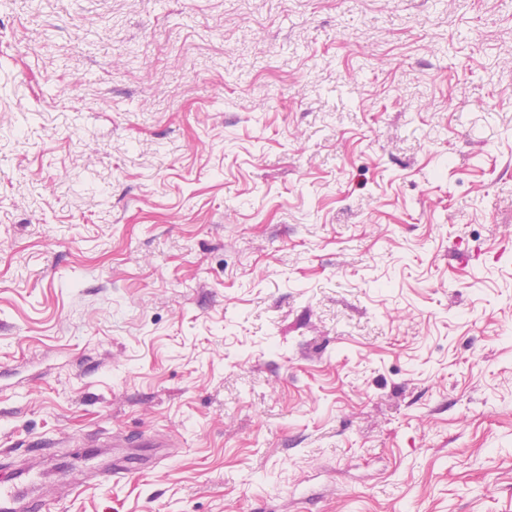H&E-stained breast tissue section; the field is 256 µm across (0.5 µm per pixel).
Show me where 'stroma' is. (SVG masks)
<instances>
[{
  "mask_svg": "<svg viewBox=\"0 0 512 512\" xmlns=\"http://www.w3.org/2000/svg\"><path fill=\"white\" fill-rule=\"evenodd\" d=\"M1 448L53 512H512V0H0Z\"/></svg>",
  "mask_w": 512,
  "mask_h": 512,
  "instance_id": "1",
  "label": "stroma"
}]
</instances>
